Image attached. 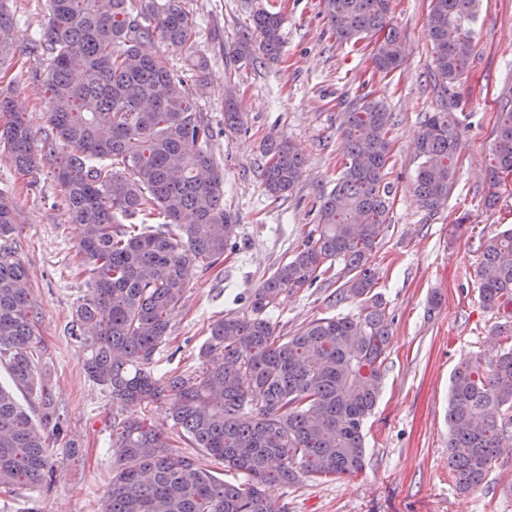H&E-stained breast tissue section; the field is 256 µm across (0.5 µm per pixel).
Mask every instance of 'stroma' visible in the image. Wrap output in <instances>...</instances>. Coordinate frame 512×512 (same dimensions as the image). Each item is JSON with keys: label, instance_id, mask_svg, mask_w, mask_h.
<instances>
[{"label": "stroma", "instance_id": "1", "mask_svg": "<svg viewBox=\"0 0 512 512\" xmlns=\"http://www.w3.org/2000/svg\"><path fill=\"white\" fill-rule=\"evenodd\" d=\"M197 25L192 49L157 42L175 75L196 58L207 62V83L197 96L214 129L211 149L224 169V207L237 223V248L223 264L198 272L170 316V334L156 355V377L201 369L199 348L208 325L244 310L258 284L289 259L314 231L323 197L343 167L339 127L349 102L370 92L393 114L385 179L390 223L371 264L376 292L393 320L382 366L383 390L365 430V467L333 482L313 479L275 485L269 494L284 512H512V439L503 443L484 484L461 492L448 468V394L451 375L465 358L493 357L502 341L493 333L501 315L479 297L484 244L512 227V183L486 206L488 168L497 110L512 86V0H479L468 71L453 92L462 142L455 184L437 214L420 208L413 183L419 165L415 141L438 109L428 37L431 0H391L393 23L406 46L400 70L373 75L371 44L338 41L321 0H261L284 17L279 62L235 61L232 52L248 22L249 0H185ZM16 51L0 69V90L10 91L35 135L47 131L48 94L34 80L48 54L31 50L48 20L47 0H11ZM235 94L244 127H224V98ZM284 137L304 158L303 174L286 196L268 195L260 179L268 138ZM0 189L15 202L9 241L30 272L38 313V367L50 386L64 429L51 437L52 485L0 497V512H102L112 479L109 450L117 412L108 390L88 377L87 352L68 327L89 297L88 273L77 257L79 230L61 202L51 167L22 175L0 153ZM340 279L283 296L272 313L279 335L311 321L358 317L361 304L330 302Z\"/></svg>", "mask_w": 512, "mask_h": 512}]
</instances>
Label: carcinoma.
Here are the masks:
<instances>
[{
    "label": "carcinoma",
    "instance_id": "cac0c4a2",
    "mask_svg": "<svg viewBox=\"0 0 512 512\" xmlns=\"http://www.w3.org/2000/svg\"><path fill=\"white\" fill-rule=\"evenodd\" d=\"M323 13L346 42L375 39L373 69L403 65L391 0H322ZM478 0H432L440 111L421 127L414 193L436 212L455 183L461 127L448 111L449 87L467 72ZM283 18L257 6L234 50L238 61L274 62ZM9 0H0V60L14 50ZM195 24L184 0H48L50 130L37 139L13 99L0 93V147L21 174L48 164L61 188L78 244L88 260L91 297L77 306L71 335L88 350L85 370L109 390L112 405H167L179 437L248 477L219 473L175 449L141 417L112 422V483L103 512H281L272 484L351 476L364 468L363 426L374 410L391 321L373 292L370 255L387 228L390 190L384 182L392 126L386 102L369 95L349 102L341 125L344 168L319 208L318 224L291 259L250 296L246 309L213 321L200 349L201 371L162 383L150 370L169 336V314L184 300L197 271L224 259L236 224L224 209V169L210 150L212 127L168 60L144 46L159 39L184 47ZM259 39H253V35ZM242 112L224 101V126ZM70 148L61 153L59 145ZM260 171L274 197L291 192L303 167L285 138L270 141ZM512 178V87L502 96L490 179ZM162 216L141 231L122 219ZM14 202L0 190V240L14 233ZM340 265L336 302L361 298L357 319L318 318L293 336H279L269 317L278 299L325 278ZM479 296L491 310L512 307V228L481 254ZM36 312L29 273L10 247L0 248V493L39 485L53 470L47 449L52 399L35 355ZM39 399L35 421L16 393ZM512 346L490 361L466 359L448 400V466L459 490L481 485L503 439H512Z\"/></svg>",
    "mask_w": 512,
    "mask_h": 512
}]
</instances>
